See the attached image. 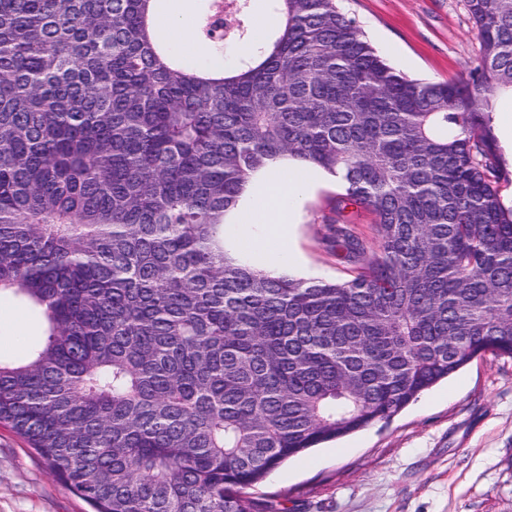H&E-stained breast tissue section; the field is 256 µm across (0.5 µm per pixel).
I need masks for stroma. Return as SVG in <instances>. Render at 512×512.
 Segmentation results:
<instances>
[{
	"instance_id": "obj_1",
	"label": "stroma",
	"mask_w": 512,
	"mask_h": 512,
	"mask_svg": "<svg viewBox=\"0 0 512 512\" xmlns=\"http://www.w3.org/2000/svg\"><path fill=\"white\" fill-rule=\"evenodd\" d=\"M396 69L453 81L474 66L481 37L465 0H340ZM342 192L332 179L296 226L292 276L342 281L323 217ZM29 306L0 299V349L39 339ZM268 512H512V359L479 357L387 421L309 449L251 487ZM0 512H89L11 428L0 427Z\"/></svg>"
}]
</instances>
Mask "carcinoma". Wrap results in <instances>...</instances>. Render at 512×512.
<instances>
[{
    "label": "carcinoma",
    "instance_id": "carcinoma-1",
    "mask_svg": "<svg viewBox=\"0 0 512 512\" xmlns=\"http://www.w3.org/2000/svg\"><path fill=\"white\" fill-rule=\"evenodd\" d=\"M159 2L0 0V295L44 324L0 358V424L93 512H262L245 489L282 462L512 358V0H466L481 51L459 81L397 71L337 0H272L264 40L248 0H209L190 62ZM283 157L344 189L342 282L224 253Z\"/></svg>",
    "mask_w": 512,
    "mask_h": 512
}]
</instances>
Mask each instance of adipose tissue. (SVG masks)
Here are the masks:
<instances>
[{"instance_id":"1","label":"adipose tissue","mask_w":512,"mask_h":512,"mask_svg":"<svg viewBox=\"0 0 512 512\" xmlns=\"http://www.w3.org/2000/svg\"><path fill=\"white\" fill-rule=\"evenodd\" d=\"M321 176L318 169L286 160L252 175L238 208L224 226L235 252L255 258L270 276L286 273L294 262L290 239L294 218Z\"/></svg>"}]
</instances>
